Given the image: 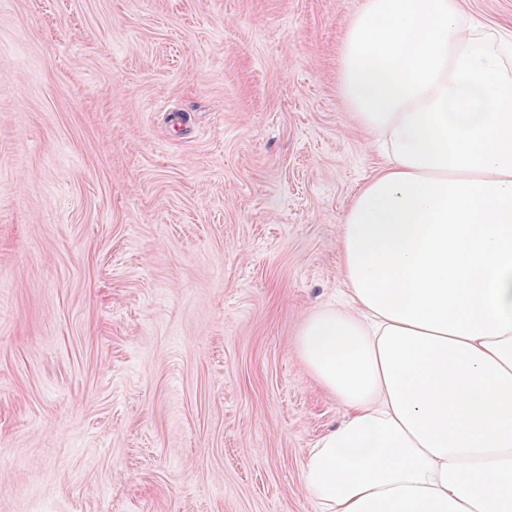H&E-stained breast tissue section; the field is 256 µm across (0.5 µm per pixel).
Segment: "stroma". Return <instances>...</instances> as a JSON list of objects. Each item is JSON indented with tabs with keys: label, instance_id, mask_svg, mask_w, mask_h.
<instances>
[{
	"label": "stroma",
	"instance_id": "obj_1",
	"mask_svg": "<svg viewBox=\"0 0 512 512\" xmlns=\"http://www.w3.org/2000/svg\"><path fill=\"white\" fill-rule=\"evenodd\" d=\"M363 3L0 0V512H318Z\"/></svg>",
	"mask_w": 512,
	"mask_h": 512
}]
</instances>
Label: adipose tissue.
<instances>
[{"mask_svg":"<svg viewBox=\"0 0 512 512\" xmlns=\"http://www.w3.org/2000/svg\"><path fill=\"white\" fill-rule=\"evenodd\" d=\"M340 85L383 161L344 214L347 301L297 351L344 406L321 512H512V53L456 0H366Z\"/></svg>","mask_w":512,"mask_h":512,"instance_id":"obj_1","label":"adipose tissue"}]
</instances>
